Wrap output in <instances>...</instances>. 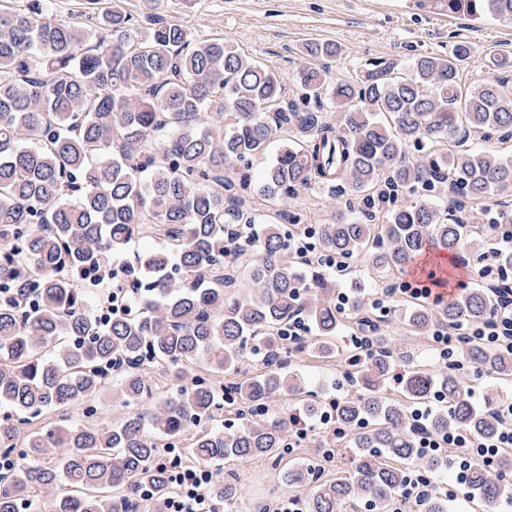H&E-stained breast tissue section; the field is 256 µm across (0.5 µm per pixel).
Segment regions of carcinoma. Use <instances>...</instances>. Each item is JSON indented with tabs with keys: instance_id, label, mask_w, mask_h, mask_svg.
Instances as JSON below:
<instances>
[{
	"instance_id": "cac0c4a2",
	"label": "carcinoma",
	"mask_w": 512,
	"mask_h": 512,
	"mask_svg": "<svg viewBox=\"0 0 512 512\" xmlns=\"http://www.w3.org/2000/svg\"><path fill=\"white\" fill-rule=\"evenodd\" d=\"M450 15L512 20V0H442ZM332 43L306 45L305 56H334ZM473 55L457 41L449 54L423 55L400 76L368 69L360 85L329 84L307 62L295 75L303 98L336 105V117L287 106L280 78L222 41L197 42L178 24L133 30L119 5L97 27L61 22L46 0L20 12H0V288L37 293L26 315L0 304V406L16 418L0 421V455L18 444L26 455L0 479V512H20L41 491V512H136L152 493L151 512H165L172 485L158 466V448L188 442L192 458L218 467L227 457L288 456L295 420L322 409L303 379L287 369L288 323L299 312L315 336L299 352L336 357L332 339L346 327H371L364 289L354 286L348 313L336 309V274L301 268L291 258L288 228L268 204L313 185H328L372 203L399 189L422 190L415 200L382 211L376 224L335 212L310 229L319 251L352 274L361 259L369 274L405 268L429 248L479 252L481 224L443 221L433 202L447 183L481 204L512 190V153L465 148L458 132L508 131L512 96L500 84L473 89L457 81ZM288 144L249 188L237 172L272 140ZM131 240L145 245L134 258L136 305L104 325L79 286L99 285L106 267ZM160 242L158 249L153 244ZM492 293L474 288L440 307L411 301L402 323L414 336L487 319ZM374 348L343 359L350 396L338 401L336 424L357 449L347 477L320 480L318 465L284 471L290 486L308 489L309 512H345L364 503L385 512L402 488L405 466L448 470L443 457H423L407 422L408 409L441 393L446 409L428 429L450 428L478 438L497 436L496 408H479L450 363L437 376L373 337ZM455 358L503 379L512 356L480 341L459 342ZM200 366L191 386L179 383ZM398 372L397 398L383 396ZM233 383V402L214 384ZM109 392L128 408L112 425L74 422L71 409ZM279 396L300 404L283 417H264ZM152 400L147 411L135 405ZM229 413L235 429L213 426ZM512 451L497 471L474 464L466 486L483 512L512 501ZM238 480H217L215 505H231ZM422 512H448L438 489Z\"/></svg>"
}]
</instances>
